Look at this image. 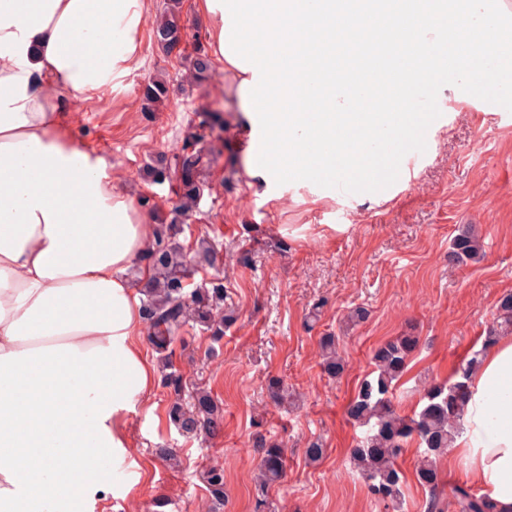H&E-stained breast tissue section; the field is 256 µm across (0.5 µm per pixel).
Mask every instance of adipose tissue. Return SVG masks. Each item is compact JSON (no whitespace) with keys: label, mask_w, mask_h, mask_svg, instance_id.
Returning a JSON list of instances; mask_svg holds the SVG:
<instances>
[{"label":"adipose tissue","mask_w":512,"mask_h":512,"mask_svg":"<svg viewBox=\"0 0 512 512\" xmlns=\"http://www.w3.org/2000/svg\"><path fill=\"white\" fill-rule=\"evenodd\" d=\"M153 0H0V512H74L112 491L106 458L129 446V416L159 369L144 351L128 272L153 227L82 149L61 96L90 101L140 63ZM472 0H195L211 55L236 81L250 177L272 184L372 172L351 138L405 131L399 90L359 87L389 30L401 42L441 19L448 67L501 91L512 31ZM367 99L370 111L353 109ZM454 446L496 512H512V338L487 347Z\"/></svg>","instance_id":"adipose-tissue-1"}]
</instances>
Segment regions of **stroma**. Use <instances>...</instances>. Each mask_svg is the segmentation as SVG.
<instances>
[{"mask_svg":"<svg viewBox=\"0 0 512 512\" xmlns=\"http://www.w3.org/2000/svg\"><path fill=\"white\" fill-rule=\"evenodd\" d=\"M187 37L164 51L152 29L143 35V59L122 90L102 102L66 99V122L79 146L112 162L116 184L149 199L148 223L171 208L169 185L148 181L146 167L171 156L204 106L220 109L224 125L201 141L204 191L178 241L192 252L199 238L216 250L214 267L196 282L223 277L237 319L218 356L210 341L186 326L173 344L172 361L187 389L207 388L223 408V425L212 437L181 436L168 422L170 395L156 387L153 408H140L129 422L131 446L111 474L112 493L95 512H210L202 472L224 468L220 512H253L252 477L260 454L257 437L286 448V478L272 493L275 512H386L358 479L351 460L362 430L347 408L372 371L373 351L405 332L419 346L397 383L396 411L413 414L430 385L449 380L456 364L481 350L498 317L500 298L512 293V91L473 112L459 98L464 80L452 81L447 112L430 134L427 154L416 163L391 155L395 176L379 191H345L342 183L284 180L266 200L245 174L247 137L235 82L214 63L204 83L187 77L189 57L206 44V31L180 0ZM167 83L169 96L157 111L143 109L152 79ZM473 225L484 256L452 265L448 250L459 226ZM361 307L365 320L351 329L345 313ZM320 317L309 322L312 309ZM334 334L345 370L330 377L320 364L319 338ZM281 378L294 404L275 405L267 390ZM321 441L322 459L309 463L305 449ZM173 448L181 460L169 468L157 449ZM420 456L410 442L397 464L405 481L402 512H427L429 491L415 475Z\"/></svg>","mask_w":512,"mask_h":512,"instance_id":"stroma-1","label":"stroma"}]
</instances>
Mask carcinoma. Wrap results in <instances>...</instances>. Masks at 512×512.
Returning <instances> with one entry per match:
<instances>
[{
	"instance_id": "cac0c4a2",
	"label": "carcinoma",
	"mask_w": 512,
	"mask_h": 512,
	"mask_svg": "<svg viewBox=\"0 0 512 512\" xmlns=\"http://www.w3.org/2000/svg\"><path fill=\"white\" fill-rule=\"evenodd\" d=\"M156 42L168 51L183 42V27L179 15L169 10L154 25ZM192 78L204 82L211 77L210 57L198 51L190 60ZM147 104H160L168 98L165 82L153 80L143 91ZM202 135L195 131L184 140L180 151L146 169L153 183L168 181L176 186L177 201L168 216L155 227L148 250L137 269L147 271L142 289L143 312L149 326V340L162 355L161 385L174 395L168 409L169 424L185 437H208L218 431L222 410L211 393L197 387L191 402L182 403L185 384L182 375L173 369L165 352L176 339V332L193 324L218 343L224 337V328L235 322L231 308L224 307L227 297L224 281L214 277L208 282L190 287L189 279L199 270L212 267L216 261L215 248L206 240L198 242L192 255L183 252L177 241L182 225L199 206L203 192L201 175L203 154L198 148ZM481 244L474 229L467 225L459 229L448 252V261L463 264L479 256ZM497 327L491 329L484 345L500 336L512 333V294L504 295L498 306ZM418 347V338L405 334L390 339L374 350L373 371L360 384L357 396L347 413L360 427L363 436L352 449L351 459L359 477L369 492L388 502L393 509L400 508L402 473L397 466L409 440L415 439L423 447L416 467L419 483L431 492L429 512L440 509V479L436 459L453 447L460 425L469 383L481 364L482 352L477 351L463 360L453 371L448 382L435 384L424 393L420 411L406 417L399 415L392 403L396 383L407 369L409 359ZM324 371L336 376L344 370V363L336 349L335 337L320 339ZM272 400L281 404L288 400V387L278 378L268 380ZM256 447L261 458L253 489V512H272L270 490L281 483L285 475V456L281 445L258 438ZM202 479L214 506L224 505V467L212 465L204 470ZM449 503L455 512H495L491 500L465 485L448 486Z\"/></svg>"
}]
</instances>
